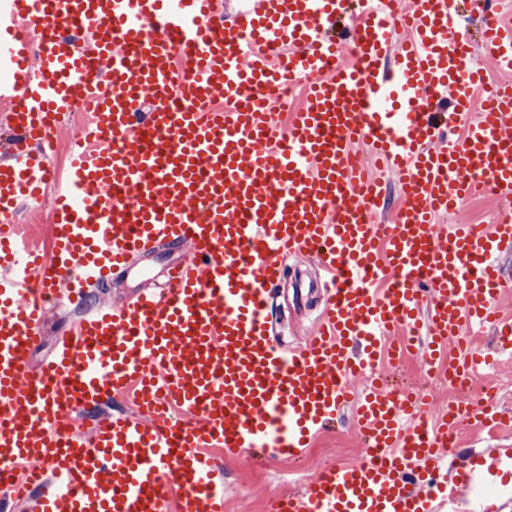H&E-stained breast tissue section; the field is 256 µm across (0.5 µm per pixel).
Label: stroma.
<instances>
[{
	"instance_id": "35a3bbf8",
	"label": "stroma",
	"mask_w": 512,
	"mask_h": 512,
	"mask_svg": "<svg viewBox=\"0 0 512 512\" xmlns=\"http://www.w3.org/2000/svg\"><path fill=\"white\" fill-rule=\"evenodd\" d=\"M457 8L475 40L473 55L479 68L489 80L506 78V71L501 70L477 42L484 0H458ZM186 256L185 249L166 247L139 256L132 270L115 278L97 300L122 303L125 297L141 288L161 282L167 266L184 261ZM319 279L320 272L315 263L300 255L288 261L283 279L275 285L271 305L276 331L284 344L298 343L313 330L323 304L322 296L316 290ZM93 300L89 296L68 300L48 313L41 339L29 354L32 365H39L50 356L66 324ZM476 379L477 394L492 391L501 410L512 414V357L501 358L496 364L479 370ZM350 418V410H343L327 430L313 437L297 464L268 453L256 457L247 452L231 457L222 449H214L224 478V512H264L269 497L295 489L319 470L360 460L364 449L351 427ZM484 448L512 449V432L490 435L477 431L472 425L461 424L451 449L452 462L461 465L470 453ZM463 512H512V486H502L496 480L478 483L470 491Z\"/></svg>"
}]
</instances>
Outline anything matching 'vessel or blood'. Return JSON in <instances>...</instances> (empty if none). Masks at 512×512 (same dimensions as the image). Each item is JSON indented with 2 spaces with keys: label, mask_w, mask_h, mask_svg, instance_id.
<instances>
[{
  "label": "vessel or blood",
  "mask_w": 512,
  "mask_h": 512,
  "mask_svg": "<svg viewBox=\"0 0 512 512\" xmlns=\"http://www.w3.org/2000/svg\"><path fill=\"white\" fill-rule=\"evenodd\" d=\"M482 28L511 71L512 21L491 8ZM0 65L13 71L0 82V512L21 500L31 512H224L206 448L294 459L345 405L364 458L267 512H440L473 483L512 481V455L494 448L465 468L443 461L449 428L503 420L497 403L459 400L429 423L423 395L375 373L452 346L449 383L512 355L499 309L512 290L499 263L512 250V82L483 88L454 0H246L229 23L220 0H0ZM287 81L308 90L283 129ZM219 94L223 109L209 108ZM79 103L89 119L53 191L45 145ZM358 139L400 185L392 223L375 221L387 189L354 160ZM489 192L507 203L496 224L437 223ZM46 197L47 256L16 224L21 203ZM165 242L189 260L163 287L96 306L31 368L51 305ZM296 252L331 286L318 329L285 351L269 289ZM485 328L490 354L470 341ZM131 387L136 414L89 433L71 424Z\"/></svg>",
  "instance_id": "vessel-or-blood-1"
}]
</instances>
